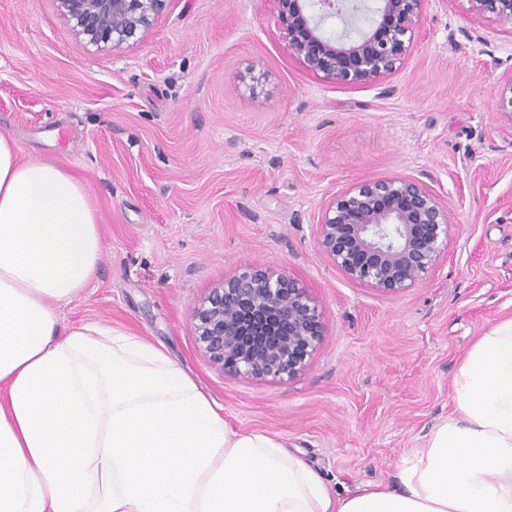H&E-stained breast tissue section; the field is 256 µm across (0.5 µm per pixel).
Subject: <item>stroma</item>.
Instances as JSON below:
<instances>
[{
    "label": "stroma",
    "instance_id": "35a3bbf8",
    "mask_svg": "<svg viewBox=\"0 0 512 512\" xmlns=\"http://www.w3.org/2000/svg\"><path fill=\"white\" fill-rule=\"evenodd\" d=\"M466 7L428 0L399 71L339 86L287 51L272 0H174L144 39L100 53L55 0H0V133L81 177L101 221L96 275L64 324L162 346L232 430L283 437L334 493L395 482L453 414L461 358L512 317V133L492 101L512 34ZM391 176L432 186L453 225L434 273L398 295L347 279L317 226L336 192ZM264 266L323 311L290 382L224 373L191 323L208 288Z\"/></svg>",
    "mask_w": 512,
    "mask_h": 512
}]
</instances>
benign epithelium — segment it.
<instances>
[{
    "mask_svg": "<svg viewBox=\"0 0 512 512\" xmlns=\"http://www.w3.org/2000/svg\"><path fill=\"white\" fill-rule=\"evenodd\" d=\"M173 0H56L72 30L94 53L141 41ZM287 49L336 85H380L414 49L428 0H275ZM467 11L512 34V0H466ZM371 25L358 36L330 37L327 19ZM496 121L512 134V74L493 92ZM448 203L415 177L360 181L334 194L318 222L319 244L348 279L389 295L427 280L448 252ZM199 348L224 372L290 381L309 367L323 336V314L298 279L267 266L224 277L194 306Z\"/></svg>",
    "mask_w": 512,
    "mask_h": 512,
    "instance_id": "1",
    "label": "benign epithelium"
}]
</instances>
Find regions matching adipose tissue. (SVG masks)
Listing matches in <instances>:
<instances>
[{
    "label": "adipose tissue",
    "instance_id": "1",
    "mask_svg": "<svg viewBox=\"0 0 512 512\" xmlns=\"http://www.w3.org/2000/svg\"><path fill=\"white\" fill-rule=\"evenodd\" d=\"M81 180L0 134V512H512V318L460 362L455 413L396 484L346 496L284 439L230 429L153 343L57 306L93 279Z\"/></svg>",
    "mask_w": 512,
    "mask_h": 512
}]
</instances>
